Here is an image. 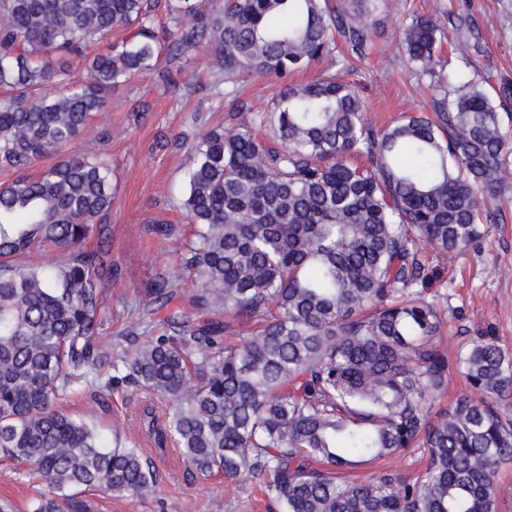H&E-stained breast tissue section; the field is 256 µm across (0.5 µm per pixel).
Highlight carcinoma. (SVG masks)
<instances>
[{"instance_id": "cac0c4a2", "label": "carcinoma", "mask_w": 512, "mask_h": 512, "mask_svg": "<svg viewBox=\"0 0 512 512\" xmlns=\"http://www.w3.org/2000/svg\"><path fill=\"white\" fill-rule=\"evenodd\" d=\"M390 0H0V461L27 467L47 489L31 512H90L79 492L146 494L151 457L107 436L62 402L125 382L153 402L138 427L159 455L179 447L196 475L254 482L278 512H495L493 476L512 465V358L490 340L455 368L480 397L430 408L450 364L441 321L421 296L423 248L445 263L475 246L492 205L512 186V141L491 94L437 72L440 12L416 16L397 49L437 96L436 120L409 115L374 129L336 76L288 84V73L333 53L373 54L371 17ZM115 26L127 41L87 49ZM205 49L224 80H277L274 106L191 145L183 208L194 239L179 254L194 274L199 316L102 335L112 265L84 250L104 238L112 169L69 155L112 87L156 70L173 74ZM85 60L74 80L70 59ZM267 124L270 141L253 125ZM55 156L39 176L28 170ZM364 157L368 164L351 162ZM180 289L163 279L143 305ZM258 329L224 340L231 321ZM113 371L106 378L103 367ZM427 450L410 484L390 474L355 482L356 461Z\"/></svg>"}]
</instances>
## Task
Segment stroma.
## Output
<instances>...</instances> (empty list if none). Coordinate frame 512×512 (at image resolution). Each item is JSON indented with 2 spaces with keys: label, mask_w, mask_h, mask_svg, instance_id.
<instances>
[{
  "label": "stroma",
  "mask_w": 512,
  "mask_h": 512,
  "mask_svg": "<svg viewBox=\"0 0 512 512\" xmlns=\"http://www.w3.org/2000/svg\"><path fill=\"white\" fill-rule=\"evenodd\" d=\"M405 10L390 9L374 18L376 54L366 62L351 59L344 45L331 56L292 73L295 84H306L334 74L352 84L367 107V118L383 129L404 115L429 110L432 97L417 82L405 56L395 49L397 30L412 16L434 11L447 13L449 24H465L471 31L468 48L444 50L440 65L447 78L463 75L482 81L486 88L512 85V0H405ZM187 77L195 89L188 95L164 90L151 77H135L113 88L107 103L71 145V152L98 153L112 166V207L106 217L112 227V262L120 272L106 304L103 332L118 336L138 320L144 287L157 278L174 277L176 259L191 239L182 199L185 174L191 164L190 145L200 129L232 127L243 121L237 100L253 110L272 105L274 83L251 73L225 83L223 71L205 52L192 57ZM150 101V111L139 109ZM498 218L486 225L478 249L437 265L433 250L423 252L430 278L425 297L433 301L442 321L440 345L448 355L474 341H495L512 355V189L497 205ZM170 227L169 237L156 233ZM99 427L136 424L148 400L129 385L100 388ZM427 453L393 456L373 464L351 467L349 478L363 481L390 473L413 479L426 466ZM158 487L143 496L102 497L88 493L92 512H269L259 491L234 489L216 476H192L176 451L153 456ZM40 485L28 481L21 469L0 464V512H28L39 497Z\"/></svg>",
  "instance_id": "35a3bbf8"
}]
</instances>
